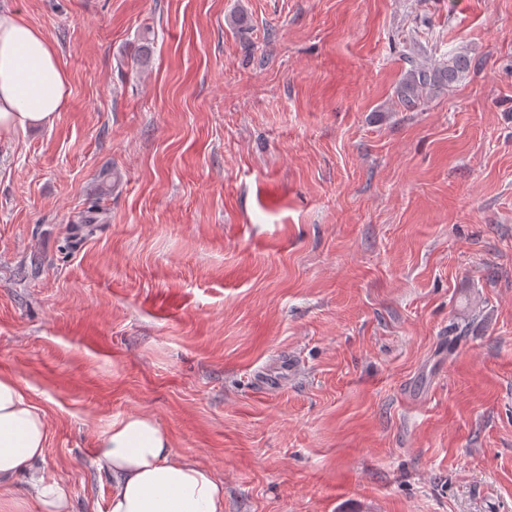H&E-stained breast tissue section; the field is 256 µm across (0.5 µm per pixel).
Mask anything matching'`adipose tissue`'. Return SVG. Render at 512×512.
<instances>
[{"instance_id":"adipose-tissue-1","label":"adipose tissue","mask_w":512,"mask_h":512,"mask_svg":"<svg viewBox=\"0 0 512 512\" xmlns=\"http://www.w3.org/2000/svg\"><path fill=\"white\" fill-rule=\"evenodd\" d=\"M68 77L54 46L16 13H0V137L52 125L66 103ZM47 423L24 387L0 375V506L14 476L42 458ZM112 474L107 512H224V483L180 455L147 414L112 421L97 438Z\"/></svg>"}]
</instances>
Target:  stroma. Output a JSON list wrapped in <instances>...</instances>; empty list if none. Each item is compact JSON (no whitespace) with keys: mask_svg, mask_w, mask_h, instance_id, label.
Wrapping results in <instances>:
<instances>
[{"mask_svg":"<svg viewBox=\"0 0 512 512\" xmlns=\"http://www.w3.org/2000/svg\"><path fill=\"white\" fill-rule=\"evenodd\" d=\"M68 101L0 138V374L72 512L154 417L224 512H512V0H0ZM149 69H132L144 28ZM466 53L421 111L405 58ZM113 187L106 224L69 222ZM107 221V215L101 205L100 198H92L88 206L78 213L77 219L69 224V232L65 238L63 248L73 250L78 244L92 236L97 228V224H104Z\"/></svg>","mask_w":512,"mask_h":512,"instance_id":"obj_1","label":"stroma"}]
</instances>
